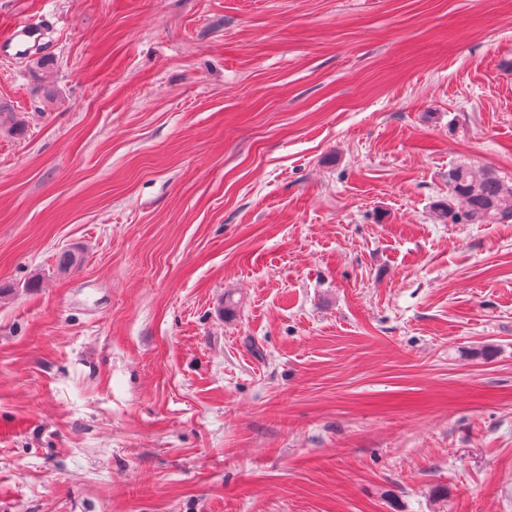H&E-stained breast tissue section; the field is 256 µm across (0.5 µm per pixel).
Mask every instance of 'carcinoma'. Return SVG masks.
Segmentation results:
<instances>
[{"instance_id":"carcinoma-1","label":"carcinoma","mask_w":512,"mask_h":512,"mask_svg":"<svg viewBox=\"0 0 512 512\" xmlns=\"http://www.w3.org/2000/svg\"><path fill=\"white\" fill-rule=\"evenodd\" d=\"M23 118L14 112H0V130L19 132ZM448 193L462 206L448 204L439 209L440 216L452 224H511L512 180L496 173L459 164L448 170Z\"/></svg>"}]
</instances>
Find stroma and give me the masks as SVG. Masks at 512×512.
Instances as JSON below:
<instances>
[{"label":"stroma","mask_w":512,"mask_h":512,"mask_svg":"<svg viewBox=\"0 0 512 512\" xmlns=\"http://www.w3.org/2000/svg\"><path fill=\"white\" fill-rule=\"evenodd\" d=\"M21 21L0 512H512V224L436 210L456 164L512 179V0ZM41 28L31 22H22L15 26L7 38V46L14 47L16 54L26 52L32 46L40 43Z\"/></svg>","instance_id":"1"}]
</instances>
